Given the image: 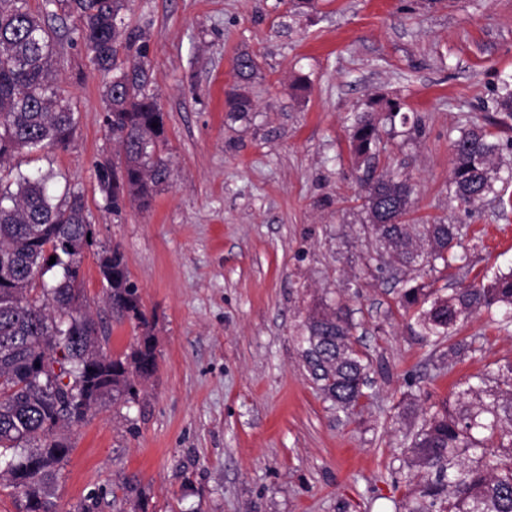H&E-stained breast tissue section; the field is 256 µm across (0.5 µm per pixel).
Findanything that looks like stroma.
Returning <instances> with one entry per match:
<instances>
[{"mask_svg": "<svg viewBox=\"0 0 512 512\" xmlns=\"http://www.w3.org/2000/svg\"><path fill=\"white\" fill-rule=\"evenodd\" d=\"M124 18L148 33L170 186L149 210H107L97 169L116 147L105 78L55 17L59 90L78 128L68 149L14 159L23 173H52L55 197H84L93 244L80 284L105 351H130L141 334L104 301L99 257L116 246L158 359L134 400L102 404L67 432L60 512H130L122 483L132 474L146 512H399L419 480L401 450L421 409L512 362V327L476 315L454 338L477 352L447 361V342L420 336L400 304L403 273L371 260L350 127L378 97L419 126L380 125L377 169L410 179V223L460 227L465 259L414 271L416 282L445 295L511 269L512 208L490 197L459 205L448 186L452 143L476 124L499 144L512 194V118L497 107L512 78V0H129ZM243 52L257 64L253 109L235 119L227 96ZM338 299L373 365L353 416L324 400L299 345L308 315Z\"/></svg>", "mask_w": 512, "mask_h": 512, "instance_id": "obj_1", "label": "stroma"}]
</instances>
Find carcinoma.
<instances>
[{"label": "carcinoma", "instance_id": "cac0c4a2", "mask_svg": "<svg viewBox=\"0 0 512 512\" xmlns=\"http://www.w3.org/2000/svg\"><path fill=\"white\" fill-rule=\"evenodd\" d=\"M46 5L72 19L91 63L109 75L104 122L121 153L111 166L98 169L105 200L115 213L127 201L147 210L169 183L172 160L165 154V112L146 60V33L132 30L120 39L126 0H46ZM58 44L57 32L29 9L28 0H0V487L22 495L23 512H57L53 485L72 451L59 431L83 423L106 399L129 402L138 394V381L157 367L139 289L117 247L99 257L106 302L118 318L136 322L142 336L124 355L102 350L106 337L99 335L77 288L83 254L93 244L83 196L68 191L57 201L47 177L32 178L11 166L21 152L65 149L74 139V110L56 88ZM235 69L245 83L256 63L242 54ZM228 104L239 115L253 108L239 89L229 94ZM376 104L390 125L398 117L407 124L398 102ZM489 137L484 128L469 127L453 141L450 196L461 205H475L494 192L499 148ZM378 142L374 120L357 117L351 143L366 168L360 185L367 231L379 243L376 261L435 270L464 259L457 252L455 225L422 224L414 232L405 223L413 189L397 174L375 175ZM55 267L60 269L55 283L31 295L36 279ZM401 304L413 310L425 338L446 339L482 311L498 312L507 326L512 268L448 295L412 286L402 292ZM353 329L346 304L338 301L310 314L300 334L307 372L325 399L346 414L366 397L372 369L354 347ZM421 414V427L404 455L422 479L402 501L403 512H512V363L465 381L454 404H433Z\"/></svg>", "mask_w": 512, "mask_h": 512}]
</instances>
